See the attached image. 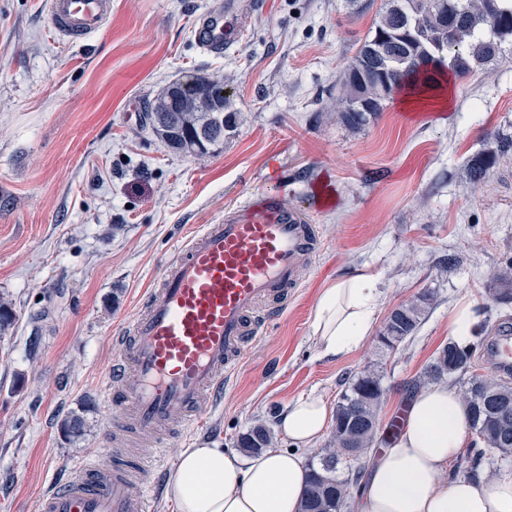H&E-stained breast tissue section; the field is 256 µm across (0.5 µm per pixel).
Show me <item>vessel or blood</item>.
<instances>
[{
	"mask_svg": "<svg viewBox=\"0 0 512 512\" xmlns=\"http://www.w3.org/2000/svg\"><path fill=\"white\" fill-rule=\"evenodd\" d=\"M239 9L238 0H228L225 9L197 16L203 53L223 55L224 20ZM47 16L55 34L81 43L108 23L112 0H47ZM316 247L309 215L275 194L200 225L113 336L110 432L153 441V453L127 467L118 464L119 448L83 461L43 495L42 512H150V478L170 469L158 433L175 421L188 433L204 405H222L225 379L301 287ZM511 362L507 332L495 340L486 367L497 373Z\"/></svg>",
	"mask_w": 512,
	"mask_h": 512,
	"instance_id": "b4317fda",
	"label": "vessel or blood"
}]
</instances>
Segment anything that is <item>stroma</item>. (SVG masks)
I'll return each mask as SVG.
<instances>
[{"instance_id":"obj_1","label":"stroma","mask_w":512,"mask_h":512,"mask_svg":"<svg viewBox=\"0 0 512 512\" xmlns=\"http://www.w3.org/2000/svg\"><path fill=\"white\" fill-rule=\"evenodd\" d=\"M240 2L236 41L209 56L192 23L225 0H112L111 23L81 44L51 31L44 0H0V295L17 313L0 338V512H41L66 466L105 448L114 329L198 225L249 200L276 194L308 212L323 248L232 375L223 410L194 437L167 438L170 463L192 440L239 455L258 423L290 448L276 430L288 403L314 394L336 405L366 369L383 376L389 427L448 344L449 311L472 306L484 336L512 322V302L489 293L512 262V155L482 182L465 173L472 155L512 135V55L453 78L449 110L407 112L393 98L355 129L336 110L340 76L375 11ZM190 73L222 78L241 113L203 156L168 150L146 121L150 101ZM362 270L377 279L371 333L349 354H323L318 296ZM425 290L436 297L425 321L385 348L391 311ZM79 409L87 431L66 440L59 424ZM477 454L481 475L512 477V458L472 435L449 474L471 476Z\"/></svg>"}]
</instances>
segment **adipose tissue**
<instances>
[{"label": "adipose tissue", "mask_w": 512, "mask_h": 512, "mask_svg": "<svg viewBox=\"0 0 512 512\" xmlns=\"http://www.w3.org/2000/svg\"><path fill=\"white\" fill-rule=\"evenodd\" d=\"M375 279L366 272L329 284L319 295L314 335L339 355L368 336ZM331 419L319 396L289 403L279 427L294 444L315 445ZM468 416L447 385L423 388L410 404L397 441L375 461L357 493L359 512H512V478L453 477L448 463L467 439ZM307 468L290 450L269 448L245 459L196 443L179 455L167 496L179 512H299Z\"/></svg>", "instance_id": "adipose-tissue-1"}]
</instances>
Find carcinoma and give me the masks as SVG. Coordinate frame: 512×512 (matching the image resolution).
<instances>
[{"label":"carcinoma","mask_w":512,"mask_h":512,"mask_svg":"<svg viewBox=\"0 0 512 512\" xmlns=\"http://www.w3.org/2000/svg\"><path fill=\"white\" fill-rule=\"evenodd\" d=\"M512 53V0H383L379 17L341 76L343 96L336 108L351 126L365 125L383 111L390 97L407 87L413 93H431L445 72L467 76L480 65ZM178 99L161 93L147 112L154 135L172 152L203 156L224 142V133L236 129L238 110L224 80L185 75L173 82ZM512 153V136H499L494 146L474 154L467 162L469 179L485 177L498 159ZM497 287L492 297L512 301V266L494 271ZM429 292L395 308L382 332L389 349L412 337L433 304ZM16 322L12 303L0 297V337ZM447 358L436 357L426 379L457 377L463 382L459 396L469 416V427L483 443L502 456L512 455V381L483 378L471 373L475 351L453 342L443 347ZM385 388L380 375L364 371L336 406L328 448L308 463V483L300 512H341L361 471L341 464L355 448H370L379 439L378 412ZM83 417L62 420L61 433L80 436ZM271 445L266 428L243 434L238 447L258 453Z\"/></svg>","instance_id":"carcinoma-1"}]
</instances>
